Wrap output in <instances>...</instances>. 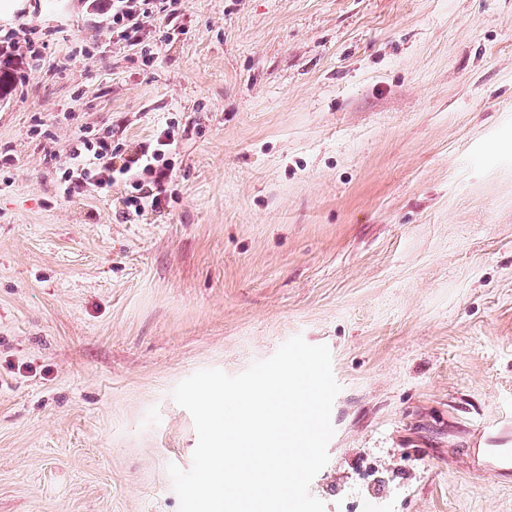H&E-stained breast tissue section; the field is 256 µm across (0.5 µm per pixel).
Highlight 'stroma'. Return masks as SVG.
I'll return each mask as SVG.
<instances>
[{"label":"stroma","mask_w":512,"mask_h":512,"mask_svg":"<svg viewBox=\"0 0 512 512\" xmlns=\"http://www.w3.org/2000/svg\"><path fill=\"white\" fill-rule=\"evenodd\" d=\"M87 6L0 0V512H178L174 388L298 335L325 512H512L469 451L511 432L512 0H179L147 66ZM167 123L160 207L63 198L79 130Z\"/></svg>","instance_id":"1"}]
</instances>
